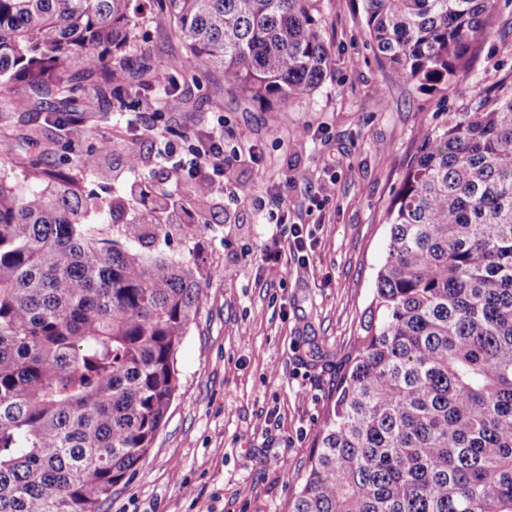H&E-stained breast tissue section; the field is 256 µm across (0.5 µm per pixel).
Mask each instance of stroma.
Wrapping results in <instances>:
<instances>
[{"mask_svg":"<svg viewBox=\"0 0 512 512\" xmlns=\"http://www.w3.org/2000/svg\"><path fill=\"white\" fill-rule=\"evenodd\" d=\"M317 19L330 68L285 109L227 92L213 67L180 73L185 44L155 0L135 15L122 88L103 85L99 72L70 70L77 102L95 99L94 110L0 104V141L11 146L0 170L63 173L107 207L142 189L145 203L129 205L121 223L161 201V223L191 216L207 227L203 237L174 235L151 247L190 259L203 295L175 355L178 390L165 423L129 486L113 491L101 512H285L360 345L387 255V213L423 134L512 77V0H500L491 32L450 83L406 80L381 63L361 25V0H319ZM158 67L176 76L178 108L163 107L147 86ZM138 112L187 136L223 123L231 158L224 193L200 196L191 182L156 169L162 139L126 130ZM133 153L143 158L136 173L127 167ZM86 154L97 155L95 170L80 166ZM240 184L255 189L256 202L231 198ZM278 194L291 223L314 241L308 263L292 256L283 270L263 262L265 244L283 233L274 222Z\"/></svg>","mask_w":512,"mask_h":512,"instance_id":"1","label":"stroma"}]
</instances>
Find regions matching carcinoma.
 <instances>
[{"mask_svg":"<svg viewBox=\"0 0 512 512\" xmlns=\"http://www.w3.org/2000/svg\"><path fill=\"white\" fill-rule=\"evenodd\" d=\"M133 0H0V91L71 101L59 70L127 47ZM318 0H160L182 65L282 107L325 77ZM498 0H362L396 75L448 82ZM56 172H0V512H100L130 484L177 390L202 289L186 259L142 251ZM95 214L96 222L87 223ZM378 323L350 361L288 512H512V90L426 134L387 216ZM134 238L139 246L119 238Z\"/></svg>","mask_w":512,"mask_h":512,"instance_id":"1","label":"carcinoma"}]
</instances>
